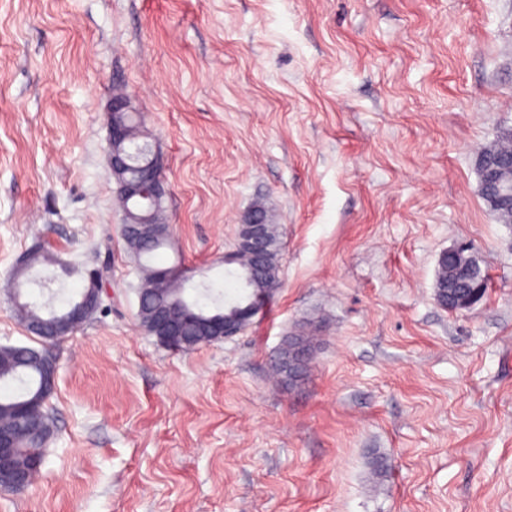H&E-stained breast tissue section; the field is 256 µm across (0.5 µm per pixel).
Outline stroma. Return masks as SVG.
<instances>
[{"instance_id":"1","label":"stroma","mask_w":512,"mask_h":512,"mask_svg":"<svg viewBox=\"0 0 512 512\" xmlns=\"http://www.w3.org/2000/svg\"><path fill=\"white\" fill-rule=\"evenodd\" d=\"M130 96L182 264L233 287L255 206L280 286L189 351L138 317L110 169ZM512 129V0H0V346H37L19 257L109 262L102 308L52 346L53 434L0 512H512V224L478 151ZM470 244L484 298L435 300ZM312 336L302 378L274 372ZM242 315L232 313L223 317L211 318L206 326L202 343L211 344L220 341H226L234 336L241 334L244 329L240 325Z\"/></svg>"}]
</instances>
